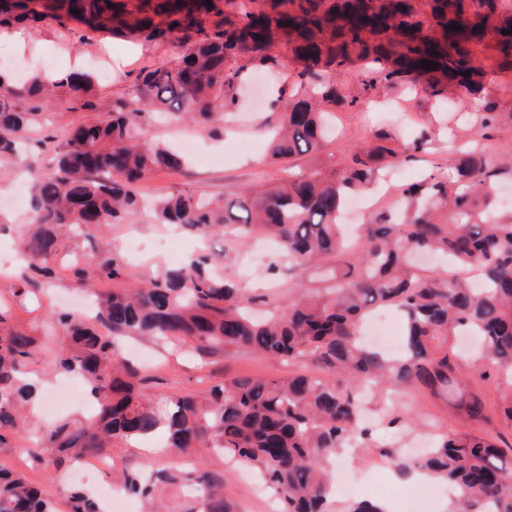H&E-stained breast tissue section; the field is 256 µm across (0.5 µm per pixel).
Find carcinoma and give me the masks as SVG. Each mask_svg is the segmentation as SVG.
Returning a JSON list of instances; mask_svg holds the SVG:
<instances>
[{"label":"carcinoma","mask_w":512,"mask_h":512,"mask_svg":"<svg viewBox=\"0 0 512 512\" xmlns=\"http://www.w3.org/2000/svg\"><path fill=\"white\" fill-rule=\"evenodd\" d=\"M46 24L79 43L88 32L166 41L180 60L141 71L133 93L114 99L107 119L71 132L51 170L27 166L29 216L18 241L25 265L10 286L14 298L53 279L54 263L68 256L77 288L125 277L121 253L99 249L87 261L69 240H91L146 210L155 223L193 234L220 235L236 225L245 242L262 230L287 255L288 272L317 268L319 279L279 306L218 273L221 257L200 253L127 288L95 293L91 320L50 309L67 337L51 371L83 379L96 412L89 421H59L27 450L32 462L49 458L66 468L110 452L115 439L145 440L162 431L176 452L218 453L252 468L278 496L281 512H329L331 463L340 449L370 436L361 426V390L419 387L445 399L466 429L448 430L417 458L391 448L379 454L399 475L425 470L454 488L452 512H512V465L505 461L512 445L504 449L489 434L494 423L512 431V218L494 209L497 177L512 169V148L494 157L478 149L448 154L456 183L432 177L403 188L404 216L372 211L352 239L341 223L348 199L379 172L427 152L435 131L363 147L339 173L289 177L230 202L194 191L147 202L135 188L183 161L167 144L145 138L156 114L223 136L235 84L257 59L276 60L282 47L299 71L278 100L279 127L268 146L274 159L317 152L332 128L333 113L325 108L360 106L399 83L432 95L455 86L480 98L486 68L512 73V7L503 0H0V30ZM452 24L460 30L448 29ZM423 60L438 66L423 67ZM361 62L376 64L374 75L352 91L345 76ZM95 82L89 73L62 72L50 83L32 76L16 85L0 73V160L23 163V140L44 120L43 109L59 94L89 105ZM496 124L493 108L474 113L475 135L488 137ZM426 252L446 260L448 275L415 265L412 257ZM382 305L395 306L403 318L397 358L361 339L364 318ZM6 321L0 310L1 448L29 425L23 379L42 345ZM127 336L190 342L200 356L247 350L297 370L287 379L238 376L197 395L153 402L139 394L145 371L124 354ZM465 366L501 382L496 404L478 392L450 394ZM317 371L335 381L316 378ZM183 485L197 490L198 505L186 512H234L222 473L169 467L124 479L126 492L151 502L154 512L164 510L165 488ZM69 502V512H102L86 489L72 491ZM0 512L57 510L22 475L0 469Z\"/></svg>","instance_id":"carcinoma-1"}]
</instances>
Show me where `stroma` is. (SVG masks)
<instances>
[{"instance_id":"35a3bbf8","label":"stroma","mask_w":512,"mask_h":512,"mask_svg":"<svg viewBox=\"0 0 512 512\" xmlns=\"http://www.w3.org/2000/svg\"><path fill=\"white\" fill-rule=\"evenodd\" d=\"M47 52L59 58L60 69H69L74 62L85 69L108 65L112 68V75L107 79L98 78L93 96L94 108H85L82 102L70 97L61 98L55 106V117L29 133L28 157L44 167L52 165L56 144L65 142L73 127L94 117H105L112 109L113 100L127 95L141 69L172 61L176 56L175 48L167 43L142 46L98 33L89 34L85 43H75L53 25L28 30L27 45L18 51L17 56L23 59ZM292 76V71L288 70L279 75L277 82L262 84L256 100L237 107L228 115L224 121L223 141L200 138L201 147L222 155V162L208 167L192 162L178 169L157 172L139 183V193L152 199L177 190H197L210 197L230 201L244 192L291 174L306 173L319 167L343 169L349 164L353 149L375 144L377 135L381 133L389 134L397 141L409 140L420 128L437 122L453 130L457 143H466L473 137V131L465 121L466 116L473 113V101L457 99L441 110L433 97L422 92L412 93L402 85L386 91L379 103L367 107L337 106L336 134L325 143L320 153L297 154L278 161L270 159L267 132L276 125L278 116L268 103L280 84L290 83ZM490 80L492 89L488 102L498 114V135L488 141L487 150L494 154L512 146V76L494 74ZM447 148L446 141H437L433 149L401 165L403 183L420 182L432 176L453 181L455 173L446 163ZM167 231V226L152 223L150 216L143 213L131 224L98 233L95 244L101 249L119 251L127 233L138 235L141 252L130 259L124 279L129 285L167 266L163 250ZM181 244L191 253L208 250L224 256L227 272L238 275L247 287L280 301L287 300L290 288L297 282L309 284L317 277L312 270L289 273L287 258L268 242L259 239L241 244L231 235L203 239L185 234L181 237ZM80 296V291L73 289L70 273L65 269L58 271L52 285L20 301L0 285V304L10 310L13 323L31 328L37 334L48 335L55 347L63 344L64 339L51 334L47 312L53 306L75 308ZM127 344L148 355L147 380L142 393L149 400L195 394L235 375L285 377L293 372L287 363L252 353L230 351L204 357L188 347L161 344L148 336L130 337ZM393 402L404 418L403 424L392 426L383 421L375 422L372 447L357 444L347 451L353 469L373 463L378 475L385 480L393 478L394 467L387 458L379 455V448H395L410 455L417 443L432 440L454 426L444 403L432 400L418 390L402 391ZM111 454L115 466L113 470L101 473L99 480L115 485L121 484L127 472H148L183 464L181 457L168 450L145 453L137 441H115ZM200 464L224 473V495L236 512H274L275 503L269 493L261 491L255 478L244 469L228 467L222 455L213 453L204 455ZM0 466L22 474L29 482L52 495L57 512H69L63 482L52 462L30 463L23 443L18 442L12 447L0 448Z\"/></svg>"}]
</instances>
